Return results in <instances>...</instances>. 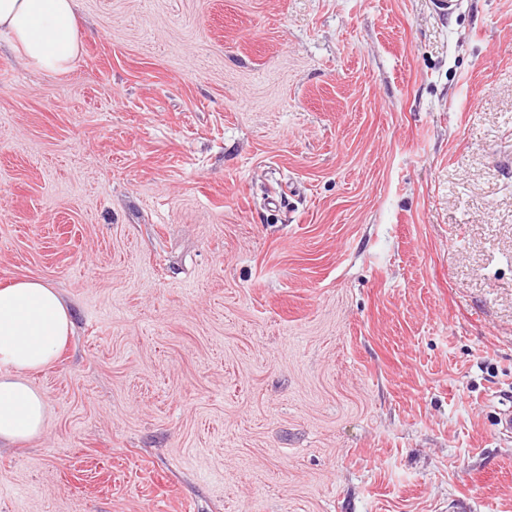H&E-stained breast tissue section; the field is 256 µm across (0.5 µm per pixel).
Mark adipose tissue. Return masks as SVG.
Listing matches in <instances>:
<instances>
[{
  "label": "adipose tissue",
  "instance_id": "obj_1",
  "mask_svg": "<svg viewBox=\"0 0 512 512\" xmlns=\"http://www.w3.org/2000/svg\"><path fill=\"white\" fill-rule=\"evenodd\" d=\"M74 8L75 0H0V30L32 66L65 73L79 51ZM72 329L69 307L47 283L28 278L0 289V442L42 433L47 404L29 376L55 362Z\"/></svg>",
  "mask_w": 512,
  "mask_h": 512
}]
</instances>
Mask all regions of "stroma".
<instances>
[{
    "label": "stroma",
    "mask_w": 512,
    "mask_h": 512,
    "mask_svg": "<svg viewBox=\"0 0 512 512\" xmlns=\"http://www.w3.org/2000/svg\"><path fill=\"white\" fill-rule=\"evenodd\" d=\"M0 31V287L75 332L0 512H512V0H76ZM74 8L75 0H0V30L32 66L66 73L79 51Z\"/></svg>",
    "instance_id": "1"
}]
</instances>
